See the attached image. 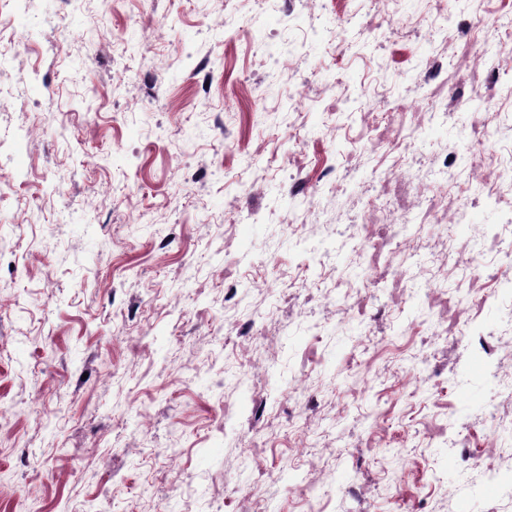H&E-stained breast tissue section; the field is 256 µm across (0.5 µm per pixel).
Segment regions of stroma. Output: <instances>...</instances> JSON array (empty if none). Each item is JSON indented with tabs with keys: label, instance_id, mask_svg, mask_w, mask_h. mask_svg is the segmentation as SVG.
<instances>
[{
	"label": "stroma",
	"instance_id": "obj_1",
	"mask_svg": "<svg viewBox=\"0 0 512 512\" xmlns=\"http://www.w3.org/2000/svg\"><path fill=\"white\" fill-rule=\"evenodd\" d=\"M421 7L34 0L0 32L34 34L0 55V85L24 91L0 105V139L26 134L29 172L0 191V512H211L251 475L243 441L269 400L300 380L323 512H512L511 488L488 497L431 434L450 424L485 454L512 444V425H479L497 387L464 373L482 339L512 368V305L474 310L475 335L436 336L424 296L374 288L354 316L338 286L370 276L353 227L371 206L416 212L443 195L434 169L467 162L451 107L380 192L370 171L392 164L384 142L413 115L366 112L361 84L403 103L459 93L496 113L493 164H512V70L491 79L476 47L512 36V0H452L436 33L384 28ZM272 309L275 347L255 361L270 387L240 433H216L248 391L225 373L237 333L268 329ZM161 449L191 472V501L149 486Z\"/></svg>",
	"mask_w": 512,
	"mask_h": 512
}]
</instances>
